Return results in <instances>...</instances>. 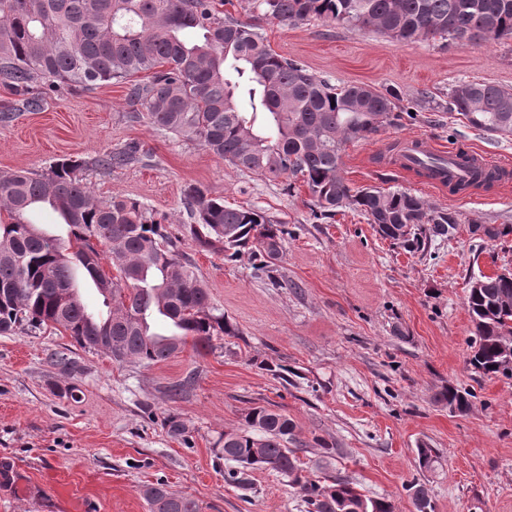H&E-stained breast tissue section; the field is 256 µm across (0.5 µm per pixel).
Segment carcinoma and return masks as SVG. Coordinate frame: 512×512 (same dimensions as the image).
<instances>
[{
  "label": "carcinoma",
  "instance_id": "carcinoma-1",
  "mask_svg": "<svg viewBox=\"0 0 512 512\" xmlns=\"http://www.w3.org/2000/svg\"><path fill=\"white\" fill-rule=\"evenodd\" d=\"M247 9L281 24L311 18L372 28L407 42L439 38L452 43L512 37V0H245ZM202 38L187 42L183 32ZM139 73L147 80L131 82ZM127 82L128 118L195 142L234 168L265 177H287L307 187L322 216L358 210L377 233L397 224H427L400 241L425 249L429 236L456 231L455 214L403 190H351L340 175L346 144L395 124L396 97L369 85L331 86L304 64L274 52L252 24L224 15L212 0H0V83L28 110L61 87L92 91ZM448 111L474 127L512 135V91L489 83L459 82L448 89ZM135 144L88 161L65 159L46 172H0V333L17 327L62 328L80 347L117 363L156 364L192 343L196 353L239 330L212 302L168 231L166 218L131 198L98 197L83 171L103 174L137 160ZM461 166L470 177L448 183L453 194L489 188L497 170ZM58 214L65 234L28 221L37 207ZM182 225L201 250L228 259L249 251L279 280L287 230L263 211L229 207L198 187L185 193ZM107 254L116 271L100 269ZM99 296L101 315L84 312L80 280ZM468 289L475 340L468 364L483 375L512 379V282L482 275ZM61 375L80 371L65 348L51 356ZM466 410L462 392L438 394ZM296 425L264 405L250 408L242 425L224 433L231 476L271 468L298 488L306 512H393L385 498H365L345 479L329 483L302 474L295 451ZM419 466L438 462L436 449L417 448ZM417 512H435L429 489L410 484ZM149 512H200L197 502L161 485L145 487Z\"/></svg>",
  "mask_w": 512,
  "mask_h": 512
}]
</instances>
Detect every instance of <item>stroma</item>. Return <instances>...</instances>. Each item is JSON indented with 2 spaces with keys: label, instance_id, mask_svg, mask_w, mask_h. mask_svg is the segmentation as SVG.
<instances>
[{
  "label": "stroma",
  "instance_id": "obj_1",
  "mask_svg": "<svg viewBox=\"0 0 512 512\" xmlns=\"http://www.w3.org/2000/svg\"><path fill=\"white\" fill-rule=\"evenodd\" d=\"M240 3L224 0L223 10L257 25L276 53L335 86L397 93L400 120L348 143L341 175L355 190L409 191L457 214L459 231L410 253L358 212L315 216L303 184L237 171L199 145L127 120L122 84L51 92L38 112L0 85V107L12 110L0 121V171L41 172L138 144V161L87 172L91 190L167 215L183 258L240 330L215 339L211 352L188 346L152 365L113 362L52 328L0 333V512H148L143 490L151 484L197 500L201 512H306L273 470L249 471L243 487L224 478L233 464L220 439L257 403L293 419L306 476L347 479L365 497L389 499L394 512H414L415 480L435 512H512V379L468 366L466 307L471 279L512 267V235L490 241L468 231L512 224V136L475 129L441 107L460 81L512 91V39L401 43L318 20L284 26ZM411 136L481 151L504 176L462 194L432 189L398 168L397 149ZM192 186L285 225L280 286L250 254L229 261L183 235ZM63 348L81 368L71 380L49 360ZM268 362L293 377L275 378ZM190 375L187 393L170 398L169 386ZM448 386L469 392L466 411L437 400ZM172 416L184 425L180 435L169 431ZM325 442L335 456L325 457ZM422 443L438 450L440 466L419 468Z\"/></svg>",
  "mask_w": 512,
  "mask_h": 512
}]
</instances>
